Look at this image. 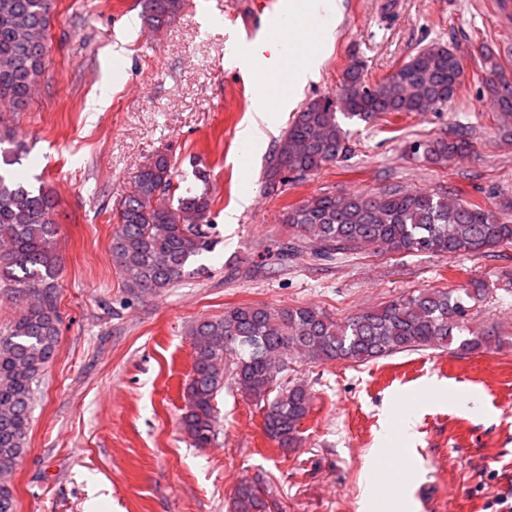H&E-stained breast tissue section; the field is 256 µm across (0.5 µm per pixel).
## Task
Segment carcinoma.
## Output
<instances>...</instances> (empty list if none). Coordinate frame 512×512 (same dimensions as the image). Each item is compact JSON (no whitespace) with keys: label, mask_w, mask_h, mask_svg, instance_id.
Segmentation results:
<instances>
[{"label":"carcinoma","mask_w":512,"mask_h":512,"mask_svg":"<svg viewBox=\"0 0 512 512\" xmlns=\"http://www.w3.org/2000/svg\"><path fill=\"white\" fill-rule=\"evenodd\" d=\"M153 34L163 31L182 0H139ZM53 0H0V106L25 108L49 56ZM486 86L502 118L512 119V77L492 53L483 54ZM465 71L457 51L429 46L404 62L395 75L372 85L363 70L343 74L338 93L310 100L295 116L275 151L266 179L272 190L319 171L353 152L337 114L371 123L391 115L444 109L457 95ZM22 144L0 129V288L25 303L24 312L0 335V512H16L10 475L26 452L38 382L58 353L61 315L57 304L60 231L52 193L19 179L11 170ZM413 156L446 167L475 153L468 127L410 146ZM174 182V163L158 153L136 176L135 190L116 210L110 252L124 288L135 297L155 296L181 279L191 260L215 246L208 189L185 194ZM284 238L276 241L282 264L303 250L330 258L365 248L391 255L433 256L487 253L512 247V219L459 189L433 193L394 190L374 194H317L285 208ZM486 292L471 279L455 290L409 291L384 306L340 322L321 307L271 310L261 304L227 307L224 315L192 325L193 368L182 417L198 448L214 441V401L232 381L264 408L266 435L282 448L300 441V426L313 396L301 381H288L293 362H368L400 352L458 343L461 351L489 349L501 337L474 331L472 303ZM233 512H267L258 489L243 480L235 488Z\"/></svg>","instance_id":"carcinoma-1"}]
</instances>
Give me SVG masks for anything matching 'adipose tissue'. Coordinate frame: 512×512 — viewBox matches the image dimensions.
Wrapping results in <instances>:
<instances>
[{"label":"adipose tissue","instance_id":"1","mask_svg":"<svg viewBox=\"0 0 512 512\" xmlns=\"http://www.w3.org/2000/svg\"><path fill=\"white\" fill-rule=\"evenodd\" d=\"M338 13L336 0H288L285 18L273 33L268 50L249 54L232 52L230 63L245 82L257 85L248 123L239 136L244 145L255 149L266 142L286 112L294 106L309 79L314 78L322 62L320 49L332 43L334 29H312L296 24L294 17L304 6Z\"/></svg>","mask_w":512,"mask_h":512}]
</instances>
